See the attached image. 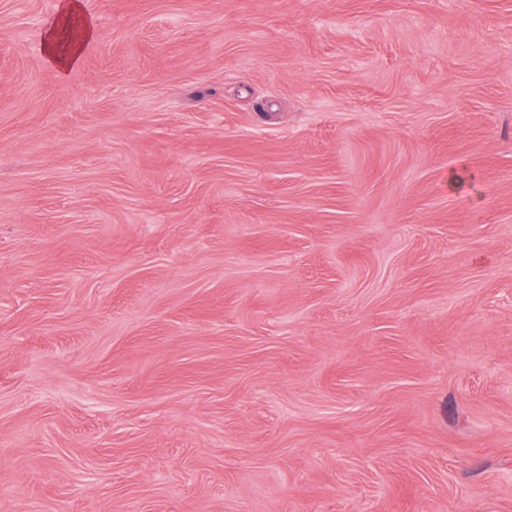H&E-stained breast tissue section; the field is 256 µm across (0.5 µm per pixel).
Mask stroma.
Here are the masks:
<instances>
[{"label": "stroma", "instance_id": "obj_1", "mask_svg": "<svg viewBox=\"0 0 512 512\" xmlns=\"http://www.w3.org/2000/svg\"><path fill=\"white\" fill-rule=\"evenodd\" d=\"M0 0V512H512V0ZM57 20L43 36L45 59L61 78L81 61L87 43L95 36V23L84 10L83 0H59Z\"/></svg>", "mask_w": 512, "mask_h": 512}]
</instances>
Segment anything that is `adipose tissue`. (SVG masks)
<instances>
[{"instance_id": "obj_1", "label": "adipose tissue", "mask_w": 512, "mask_h": 512, "mask_svg": "<svg viewBox=\"0 0 512 512\" xmlns=\"http://www.w3.org/2000/svg\"><path fill=\"white\" fill-rule=\"evenodd\" d=\"M95 36V23L83 0H59L57 20L43 36L45 59L60 77L76 68L87 43Z\"/></svg>"}]
</instances>
